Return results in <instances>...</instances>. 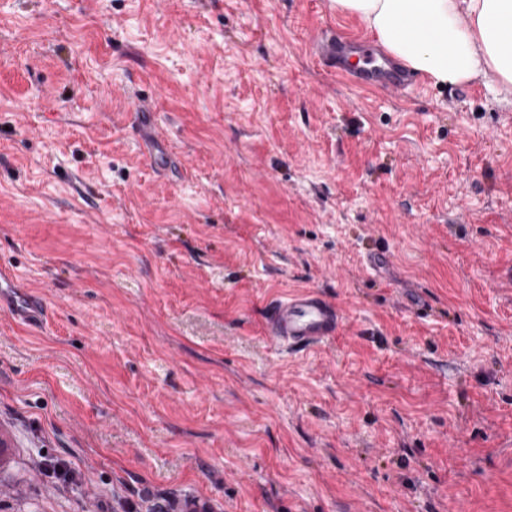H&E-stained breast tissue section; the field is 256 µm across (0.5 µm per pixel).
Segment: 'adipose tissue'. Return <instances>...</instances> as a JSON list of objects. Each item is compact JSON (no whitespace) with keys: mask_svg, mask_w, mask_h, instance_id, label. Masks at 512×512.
I'll use <instances>...</instances> for the list:
<instances>
[{"mask_svg":"<svg viewBox=\"0 0 512 512\" xmlns=\"http://www.w3.org/2000/svg\"><path fill=\"white\" fill-rule=\"evenodd\" d=\"M436 85L474 79L512 96V0H332Z\"/></svg>","mask_w":512,"mask_h":512,"instance_id":"ef3b65f1","label":"adipose tissue"}]
</instances>
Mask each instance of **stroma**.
<instances>
[{
  "instance_id": "obj_1",
  "label": "stroma",
  "mask_w": 512,
  "mask_h": 512,
  "mask_svg": "<svg viewBox=\"0 0 512 512\" xmlns=\"http://www.w3.org/2000/svg\"><path fill=\"white\" fill-rule=\"evenodd\" d=\"M322 29L373 39L330 0H0V265L50 313L0 308V512H512V98L350 87ZM305 288L344 324L289 350L263 300Z\"/></svg>"
}]
</instances>
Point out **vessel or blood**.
I'll return each instance as SVG.
<instances>
[{
  "instance_id": "b4317fda",
  "label": "vessel or blood",
  "mask_w": 512,
  "mask_h": 512,
  "mask_svg": "<svg viewBox=\"0 0 512 512\" xmlns=\"http://www.w3.org/2000/svg\"><path fill=\"white\" fill-rule=\"evenodd\" d=\"M317 51L321 63L358 88H366L380 77L387 89L405 91L414 81L409 72L393 63L381 70L357 64L358 42L339 45L328 30L321 34ZM0 307L8 309L15 321L28 326L41 325L48 316L46 303L19 287L11 270L2 266ZM263 319L270 340L292 349L332 341L343 323L336 305L315 290L272 300L264 307Z\"/></svg>"
}]
</instances>
